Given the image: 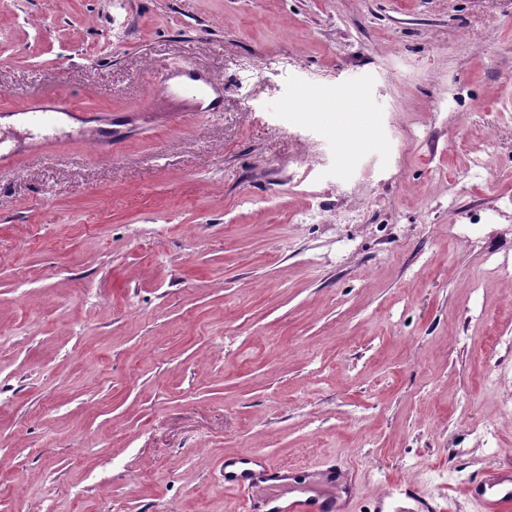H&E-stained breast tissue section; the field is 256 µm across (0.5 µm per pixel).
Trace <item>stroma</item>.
Masks as SVG:
<instances>
[{
  "mask_svg": "<svg viewBox=\"0 0 512 512\" xmlns=\"http://www.w3.org/2000/svg\"><path fill=\"white\" fill-rule=\"evenodd\" d=\"M218 112L143 114L167 65ZM376 141L338 170L333 109ZM0 512H237L224 457L445 512L512 468V0H0ZM357 98H350L346 104V112H350L352 115H358L361 112H371L372 105L366 98L356 95ZM341 96L336 95V127H342L351 121V118L346 112H340L341 108ZM79 110L73 103L57 98L48 101H27L20 114L25 115L31 124L55 126L62 118L77 116Z\"/></svg>",
  "mask_w": 512,
  "mask_h": 512,
  "instance_id": "stroma-1",
  "label": "stroma"
}]
</instances>
